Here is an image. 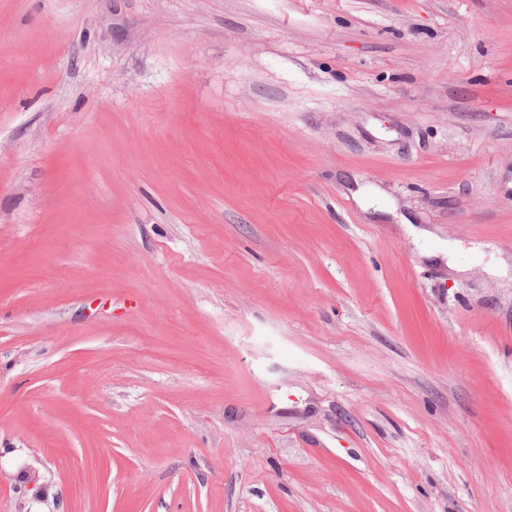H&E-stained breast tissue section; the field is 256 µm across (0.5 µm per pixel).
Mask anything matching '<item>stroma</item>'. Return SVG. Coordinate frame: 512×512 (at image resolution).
I'll list each match as a JSON object with an SVG mask.
<instances>
[{
	"label": "stroma",
	"instance_id": "obj_1",
	"mask_svg": "<svg viewBox=\"0 0 512 512\" xmlns=\"http://www.w3.org/2000/svg\"><path fill=\"white\" fill-rule=\"evenodd\" d=\"M0 512H512V0H0Z\"/></svg>",
	"mask_w": 512,
	"mask_h": 512
}]
</instances>
